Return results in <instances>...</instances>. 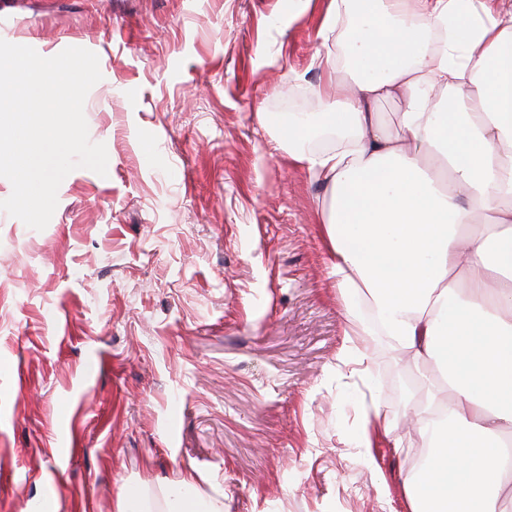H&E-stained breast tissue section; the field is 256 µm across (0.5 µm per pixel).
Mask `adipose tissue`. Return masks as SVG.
Masks as SVG:
<instances>
[{"label":"adipose tissue","instance_id":"obj_1","mask_svg":"<svg viewBox=\"0 0 512 512\" xmlns=\"http://www.w3.org/2000/svg\"><path fill=\"white\" fill-rule=\"evenodd\" d=\"M322 112L286 118L287 152L324 186L346 301L463 401L429 391L412 512H507L512 462V0H330ZM399 100L397 133L375 104Z\"/></svg>","mask_w":512,"mask_h":512}]
</instances>
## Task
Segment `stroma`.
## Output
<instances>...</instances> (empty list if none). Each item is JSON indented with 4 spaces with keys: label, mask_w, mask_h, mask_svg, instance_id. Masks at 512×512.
I'll return each instance as SVG.
<instances>
[{
    "label": "stroma",
    "mask_w": 512,
    "mask_h": 512,
    "mask_svg": "<svg viewBox=\"0 0 512 512\" xmlns=\"http://www.w3.org/2000/svg\"><path fill=\"white\" fill-rule=\"evenodd\" d=\"M329 0H0V39L82 47L107 176L44 230L0 210V512H115L186 473L222 512H410L435 371L347 315L322 188L280 149ZM385 433L361 444V415ZM154 501L140 490L123 487L117 495L116 512H156Z\"/></svg>",
    "instance_id": "35a3bbf8"
}]
</instances>
